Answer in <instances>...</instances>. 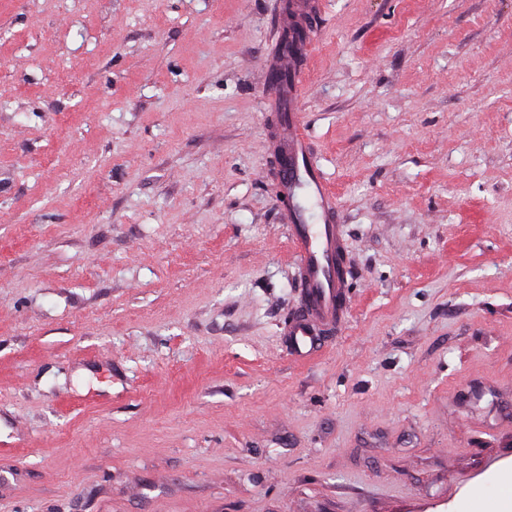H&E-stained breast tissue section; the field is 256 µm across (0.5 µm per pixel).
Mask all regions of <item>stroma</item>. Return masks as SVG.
<instances>
[{
	"label": "stroma",
	"instance_id": "35a3bbf8",
	"mask_svg": "<svg viewBox=\"0 0 512 512\" xmlns=\"http://www.w3.org/2000/svg\"><path fill=\"white\" fill-rule=\"evenodd\" d=\"M276 2L0 0V512H512V0H324L308 361ZM322 0H290L279 16V39L286 30L301 29L305 39L292 51L280 50L266 68L271 115L266 130L275 160L272 189L279 220L288 224L290 247L300 289L298 311L285 321L280 336L290 355L308 359L325 336L344 322L350 305L351 276L347 242L336 193L329 186L299 112L302 62L315 46L323 13ZM288 73V82L278 76Z\"/></svg>",
	"mask_w": 512,
	"mask_h": 512
}]
</instances>
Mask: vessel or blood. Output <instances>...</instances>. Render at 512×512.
<instances>
[{
  "label": "vessel or blood",
  "mask_w": 512,
  "mask_h": 512,
  "mask_svg": "<svg viewBox=\"0 0 512 512\" xmlns=\"http://www.w3.org/2000/svg\"><path fill=\"white\" fill-rule=\"evenodd\" d=\"M323 8V0H289L279 16V28L303 30L305 38L292 51L274 54L266 68L265 104L271 115L266 138L275 160L272 189L279 220L290 231L300 289L299 309L285 321L280 336L290 355L302 360L314 355L325 336L343 324L351 298L338 199L316 160L299 112L302 63L315 46Z\"/></svg>",
  "instance_id": "1"
}]
</instances>
